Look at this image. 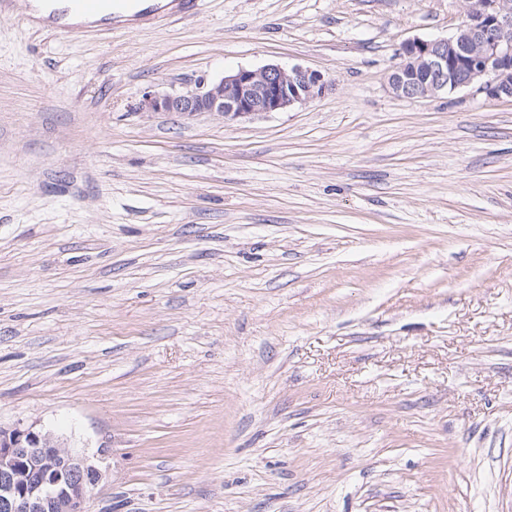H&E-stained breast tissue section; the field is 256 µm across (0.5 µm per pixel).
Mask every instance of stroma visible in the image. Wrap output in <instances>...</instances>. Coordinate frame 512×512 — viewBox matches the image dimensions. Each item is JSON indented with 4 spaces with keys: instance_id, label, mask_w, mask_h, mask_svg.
<instances>
[{
    "instance_id": "1",
    "label": "stroma",
    "mask_w": 512,
    "mask_h": 512,
    "mask_svg": "<svg viewBox=\"0 0 512 512\" xmlns=\"http://www.w3.org/2000/svg\"><path fill=\"white\" fill-rule=\"evenodd\" d=\"M0 14V426L89 512H512V102L387 84L462 0H199L67 36ZM277 63L232 122L145 89ZM326 87L324 76L317 71L270 64L256 70L240 68L214 80L200 79L193 88L178 93L144 91L138 110L182 116L210 112L224 121H234L285 111L323 95Z\"/></svg>"
}]
</instances>
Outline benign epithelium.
<instances>
[{"instance_id":"benign-epithelium-1","label":"benign epithelium","mask_w":512,"mask_h":512,"mask_svg":"<svg viewBox=\"0 0 512 512\" xmlns=\"http://www.w3.org/2000/svg\"><path fill=\"white\" fill-rule=\"evenodd\" d=\"M463 16L445 38L402 44L401 62L388 75L399 98H425L482 82L495 99L512 100V0H463ZM324 76L295 65L240 68L201 79L178 93L147 90L141 112L193 116L210 112L226 121L282 112L324 94ZM103 473L83 452L35 425L0 426V512H88Z\"/></svg>"}]
</instances>
